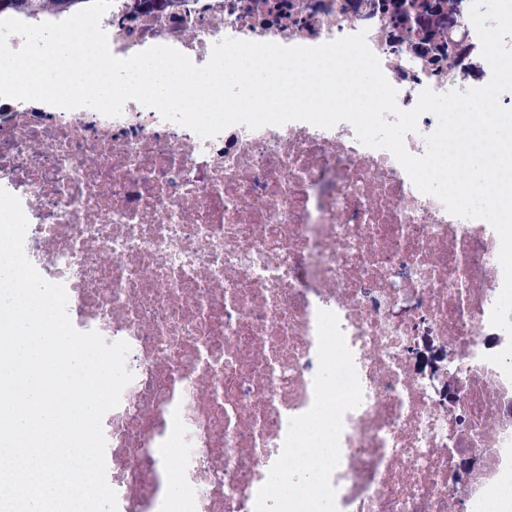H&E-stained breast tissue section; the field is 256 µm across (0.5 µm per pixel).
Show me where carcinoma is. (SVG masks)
<instances>
[{
    "label": "carcinoma",
    "instance_id": "cac0c4a2",
    "mask_svg": "<svg viewBox=\"0 0 512 512\" xmlns=\"http://www.w3.org/2000/svg\"><path fill=\"white\" fill-rule=\"evenodd\" d=\"M89 0H0V13H37L43 16L80 11ZM398 29L400 43L418 47L436 62L448 60V30L459 22L461 0H374Z\"/></svg>",
    "mask_w": 512,
    "mask_h": 512
}]
</instances>
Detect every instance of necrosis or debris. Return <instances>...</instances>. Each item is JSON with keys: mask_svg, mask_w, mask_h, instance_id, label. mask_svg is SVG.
<instances>
[{"mask_svg": "<svg viewBox=\"0 0 512 512\" xmlns=\"http://www.w3.org/2000/svg\"><path fill=\"white\" fill-rule=\"evenodd\" d=\"M102 24L116 57L164 45L198 66L227 38L363 31L404 111L492 75L466 14L453 70L348 0H268L260 17L240 0H113ZM0 188L74 328L130 346L102 420L117 512H512V381L488 361L512 342L490 323L499 236L349 123L205 139L134 100L108 117L0 97ZM422 336L448 352L425 377ZM317 353L335 391L307 371Z\"/></svg>", "mask_w": 512, "mask_h": 512, "instance_id": "necrosis-or-debris-1", "label": "necrosis or debris"}]
</instances>
